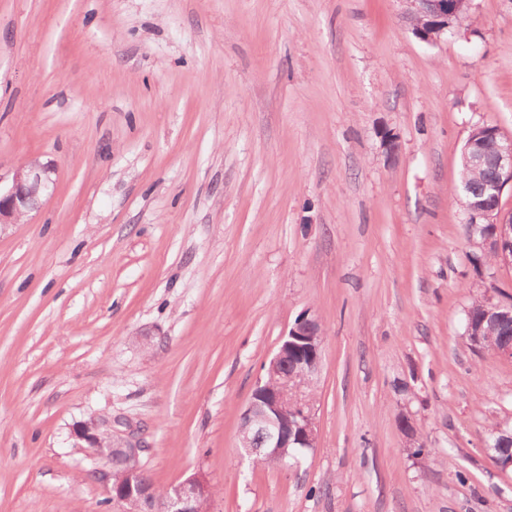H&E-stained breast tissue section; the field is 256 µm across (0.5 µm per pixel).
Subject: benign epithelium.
Returning a JSON list of instances; mask_svg holds the SVG:
<instances>
[{"mask_svg":"<svg viewBox=\"0 0 512 512\" xmlns=\"http://www.w3.org/2000/svg\"><path fill=\"white\" fill-rule=\"evenodd\" d=\"M470 2L405 0V16H422L426 24L414 23L412 31L421 41L436 44L448 35L453 18ZM503 141L491 159L478 145L465 149L468 164L473 168L492 165L495 176L484 184L483 193L497 202L501 201L504 189L512 186V138L505 137ZM54 173V164L38 160L17 167L11 183L0 186V226L16 224L39 208L43 193L53 183ZM499 224V235L483 238L481 246L496 254L499 263L512 265V215L500 217ZM322 336L319 322L306 315L296 319L288 334L280 339L266 368L277 381L258 384L241 415L239 442L247 457L267 455L283 459L289 448L315 447L317 430L311 404L302 387L319 372ZM73 437L85 443L102 461L100 477L118 512H199L201 502L210 495L209 484L199 476H191L168 488L165 498L157 497L153 486L140 482V443L130 436L112 432L110 420L83 423L74 429ZM114 448L122 452L126 462L123 477L116 483L112 482Z\"/></svg>","mask_w":512,"mask_h":512,"instance_id":"benign-epithelium-1","label":"benign epithelium"}]
</instances>
